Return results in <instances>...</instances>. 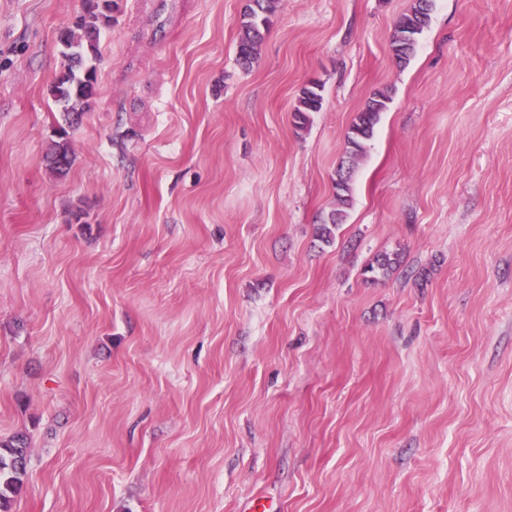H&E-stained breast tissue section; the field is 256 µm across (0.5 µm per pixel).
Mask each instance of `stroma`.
I'll list each match as a JSON object with an SVG mask.
<instances>
[{"label":"stroma","instance_id":"1","mask_svg":"<svg viewBox=\"0 0 512 512\" xmlns=\"http://www.w3.org/2000/svg\"><path fill=\"white\" fill-rule=\"evenodd\" d=\"M413 3L279 0L245 69V0H112L61 177L50 89L84 0H0L10 512H512V0H434L401 66ZM433 0H416L398 20L391 37V50L398 64H406L416 52L419 36L428 27ZM322 105L321 86L318 82L311 81L301 91L297 105L294 107L293 119L295 127L304 129L310 122L311 114L321 111ZM390 97L379 92L371 98L365 108L356 114L346 134V155L349 161L346 166L341 162L337 172L334 188L336 190V200L341 208L334 210L320 227H318L319 237L326 242L332 237V228L334 229L341 223L344 217V207L351 202V182L353 165L358 155L363 150V142L373 137L375 126L381 118V114L386 111ZM50 168L59 175L67 172L72 163V152L65 141L54 142L46 155ZM27 446L22 439L0 442V511L10 512L9 504L18 492L24 475Z\"/></svg>","mask_w":512,"mask_h":512}]
</instances>
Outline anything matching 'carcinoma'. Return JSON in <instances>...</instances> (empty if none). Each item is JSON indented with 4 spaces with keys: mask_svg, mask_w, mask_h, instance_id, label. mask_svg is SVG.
Masks as SVG:
<instances>
[{
    "mask_svg": "<svg viewBox=\"0 0 512 512\" xmlns=\"http://www.w3.org/2000/svg\"><path fill=\"white\" fill-rule=\"evenodd\" d=\"M278 0H247L240 20V32L237 43V60L244 66L252 64L256 51L264 34L270 29L276 14ZM433 0H415L411 10L398 20L391 37V50L397 63L405 64L416 52L419 36L428 27L433 10ZM96 5L88 0L83 15L77 18L75 29L67 30L62 42L65 47L63 56L68 61L65 71L57 78L52 95L62 114V120L72 126L79 122L83 114L80 104L92 97L96 84V68L88 64L89 57L97 55L99 27L103 13L94 12ZM390 97L379 92L371 98L365 108L356 114L346 134V155L348 164L340 165L336 172L334 188L339 208L334 210L328 220L318 227L319 237L328 241L332 229L343 218L344 208L351 202V182L353 165L363 150V142L373 137L375 126L386 111ZM323 96L319 83L312 81L301 91L297 105L293 110L295 127L305 128L311 114L322 109ZM50 168L57 174L67 172L72 163V152L65 141L53 143L46 155ZM400 265L398 255L382 254L375 263L368 266L366 272L370 279L376 275H385ZM27 446L22 439L0 442V512H9L13 495L18 492L21 476L24 475Z\"/></svg>",
    "mask_w": 512,
    "mask_h": 512,
    "instance_id": "obj_1",
    "label": "carcinoma"
}]
</instances>
